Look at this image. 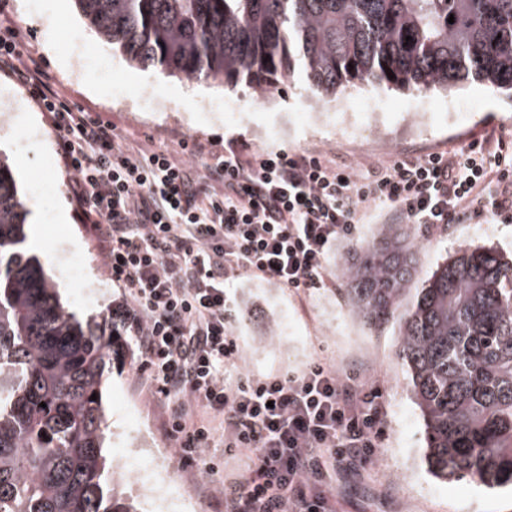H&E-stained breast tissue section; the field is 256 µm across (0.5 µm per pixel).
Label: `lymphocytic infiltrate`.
<instances>
[{"instance_id":"lymphocytic-infiltrate-1","label":"lymphocytic infiltrate","mask_w":512,"mask_h":512,"mask_svg":"<svg viewBox=\"0 0 512 512\" xmlns=\"http://www.w3.org/2000/svg\"><path fill=\"white\" fill-rule=\"evenodd\" d=\"M0 71L56 133L71 200L120 294L112 332L133 338L142 382L177 400L164 425L181 465L219 475L208 454L219 444L245 458L244 476L223 480L224 512H333L324 493L331 471L371 462L385 438L382 392L322 361L243 373L231 280L321 287L337 241L373 206L407 224H454L469 212L512 217L504 139L363 174L320 154H250L229 140L198 168L127 144L116 125L69 105L20 31L2 23Z\"/></svg>"}]
</instances>
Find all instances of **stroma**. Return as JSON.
I'll return each instance as SVG.
<instances>
[{"label":"stroma","instance_id":"35a3bbf8","mask_svg":"<svg viewBox=\"0 0 512 512\" xmlns=\"http://www.w3.org/2000/svg\"><path fill=\"white\" fill-rule=\"evenodd\" d=\"M30 2L6 0L5 12L22 30L42 69L59 82L69 104L114 122L141 147L168 149L196 164L205 156L190 152L194 142L215 151L235 139L252 152L327 154L361 170L406 155L460 147L488 135L512 136V98L475 82L426 94L363 82L324 102L311 93L300 71L266 90L243 79L231 85L203 79L198 86L204 96L188 108L174 102L166 90L189 88V81L151 66L130 65L85 25L71 2L67 11L73 37L112 64V97L104 100L89 89L79 64L60 67L48 45L46 26L30 11ZM18 105L33 123L20 133L0 118V155L10 160L25 155L28 164L50 170L52 182L50 198L25 197L26 209L45 216L59 207L70 212L69 223L48 227L50 260L43 270L69 312L83 320L109 313L118 292L97 240L71 210L69 173L56 134L26 91L0 74V108L10 113ZM374 109L389 126L390 143H381L368 130ZM398 221L396 212L372 209L367 223L356 225L352 235L337 243L328 262L329 285L298 292L268 281L238 279V304L252 314L250 322L237 328L243 343L240 367L248 374L299 372L321 360L382 389L386 438L373 463L332 474L328 496L335 512H512L510 489L490 490L467 480L445 482L427 473L423 420L410 395L394 329L370 330L344 302L340 265L356 243ZM412 232L419 243L412 282L416 288L460 247L512 252V220L502 217L483 214L435 228L416 224ZM140 364L133 341H126L124 358L112 364L105 396L110 456L137 443L164 453L169 489L165 512H221V482L181 465L175 442L163 426L172 401L141 385Z\"/></svg>","mask_w":512,"mask_h":512}]
</instances>
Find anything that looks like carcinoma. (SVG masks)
I'll return each instance as SVG.
<instances>
[{"label": "carcinoma", "mask_w": 512, "mask_h": 512, "mask_svg": "<svg viewBox=\"0 0 512 512\" xmlns=\"http://www.w3.org/2000/svg\"><path fill=\"white\" fill-rule=\"evenodd\" d=\"M75 4L129 63L189 81L244 76L269 88L290 76L296 53L326 97L356 80L426 93L472 79L512 92V0ZM25 225L1 157L0 512H137L104 454L103 388L121 337L106 317L82 322L65 310L26 255ZM415 253L409 225H383L339 269L346 305L367 326L397 324L428 472L512 488V256L460 249L409 297Z\"/></svg>", "instance_id": "1"}]
</instances>
